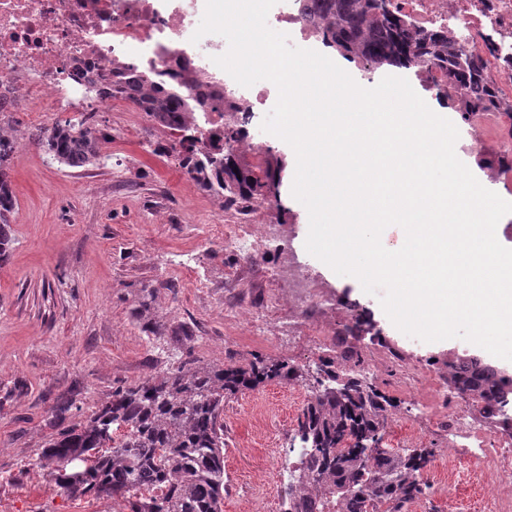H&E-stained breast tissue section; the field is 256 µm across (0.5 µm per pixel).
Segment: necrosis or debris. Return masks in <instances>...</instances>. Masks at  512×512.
<instances>
[{"label":"necrosis or debris","mask_w":512,"mask_h":512,"mask_svg":"<svg viewBox=\"0 0 512 512\" xmlns=\"http://www.w3.org/2000/svg\"><path fill=\"white\" fill-rule=\"evenodd\" d=\"M413 31L453 35L464 53L480 58L507 108L486 124L460 135L455 149L480 153L487 138L512 136V0H391ZM306 0H277L268 26L310 46L318 27L307 16ZM191 12L163 10L159 0H0V112L21 106L37 108L43 128H52L60 104L75 100L89 81L108 87L112 67L136 72H178L191 93L205 100H222L210 112L214 127L251 122L274 99L268 88H245L214 62L226 53V43L202 37L193 52L182 43L193 35ZM237 221L215 225L212 236L226 249L247 260L275 251L280 261L276 280L288 290V329L319 320L340 305L332 286L312 273L294 249L293 230L262 223L252 203L236 205ZM407 393L430 381L448 399L449 473L466 471L470 480L493 496V512H512V398L505 406L476 422L474 403L448 386L446 375L428 366L403 363L399 355L381 360Z\"/></svg>","instance_id":"obj_1"}]
</instances>
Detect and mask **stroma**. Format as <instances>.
I'll return each mask as SVG.
<instances>
[{
  "instance_id": "stroma-1",
  "label": "stroma",
  "mask_w": 512,
  "mask_h": 512,
  "mask_svg": "<svg viewBox=\"0 0 512 512\" xmlns=\"http://www.w3.org/2000/svg\"><path fill=\"white\" fill-rule=\"evenodd\" d=\"M6 118L18 150L9 171L11 243L0 260V512H128L120 500L59 490L55 464L42 456L61 427L51 420L58 398L71 404L65 424L79 425L117 387L182 364L246 368L258 358L307 373L224 404V512H267L268 451L292 459L290 438L322 360L288 333L286 291L268 272L274 256L246 266L210 236L209 225L232 223V205L188 180L179 159L162 151L171 131L145 113H97L107 161L89 168L51 160L29 113ZM258 152L256 173L271 169L280 178L278 200L259 215L293 225L294 245L304 250L309 216L291 192L295 153L269 133ZM309 263L347 307L382 330L384 343L358 340L363 358L386 344L408 362L444 371L449 353L483 355L461 338L426 343L405 335L357 279L317 258ZM252 312L262 316L263 331L250 326ZM374 384L417 425L413 432L387 427L384 444L436 449L429 470L440 475L447 404L426 385L409 396L384 368Z\"/></svg>"
}]
</instances>
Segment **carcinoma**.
Wrapping results in <instances>:
<instances>
[{
  "label": "carcinoma",
  "mask_w": 512,
  "mask_h": 512,
  "mask_svg": "<svg viewBox=\"0 0 512 512\" xmlns=\"http://www.w3.org/2000/svg\"><path fill=\"white\" fill-rule=\"evenodd\" d=\"M310 16L323 25V41L345 58L375 69H416L433 65L448 74V85L466 89L461 119L497 108L499 93L485 77L483 64L467 56L443 32L416 33L388 0H312ZM161 73L133 75L119 71L112 92L130 101L159 124L178 133L177 140L198 132L191 122L203 99L190 100L181 87H169ZM95 113L82 112L38 134V141L58 164L70 168L100 162V129ZM234 126L221 136H200L182 155V166L204 191L246 199H266L272 175H255L224 142L239 137ZM17 143L0 121V260L11 242L9 217L15 207L8 170ZM449 385L471 396L486 415L498 409L512 387V375L473 356ZM311 399L298 418L293 440L304 443L299 488L288 489L286 512H409L430 495L420 479L432 448H381L390 402L343 364L324 360ZM302 369L258 358L248 368L183 365L163 376L112 391L82 427L61 430L43 456L59 463L55 481L72 498H112L129 512H223L224 401L273 380H297ZM371 452H366V447Z\"/></svg>",
  "instance_id": "carcinoma-1"
}]
</instances>
